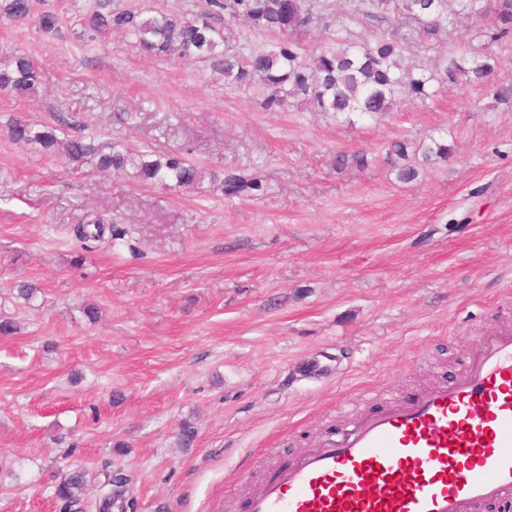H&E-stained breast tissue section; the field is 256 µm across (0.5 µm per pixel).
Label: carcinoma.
<instances>
[{
  "label": "carcinoma",
  "mask_w": 512,
  "mask_h": 512,
  "mask_svg": "<svg viewBox=\"0 0 512 512\" xmlns=\"http://www.w3.org/2000/svg\"><path fill=\"white\" fill-rule=\"evenodd\" d=\"M315 0H208V8L180 15L158 11L149 17L122 8L114 0H92L87 16L74 32L85 45L101 42L107 33H119L136 41L146 54L163 58L177 56L210 63L224 77L240 85L259 84L268 94L262 102L267 110L281 109L290 101L301 100L314 112L359 114L373 118L407 103H424L437 95L433 86L457 84L461 80L484 83L497 71L493 54L473 55L467 51L444 55L434 62L428 76L415 75V66L404 62L401 37L393 30L381 32L361 42L336 38L320 46L306 61L298 36L311 25H328L326 17L314 11ZM361 13L380 27L397 16L413 20L426 36L451 35L461 18H485V36L491 42L512 39V0H356ZM32 0H0V16L11 21L31 18ZM243 19L253 30L279 37L267 48L255 47L244 54L230 43V33L221 14ZM39 31L59 30L63 18L43 11L35 19ZM42 82L41 65L25 49L18 48L0 61V88L17 96L30 95ZM56 126L17 119L8 127V136L18 143L36 145L49 155L58 156L74 168L87 166L97 172L132 171L143 183L161 184L174 189H195L205 179V171L187 159L162 153L146 155L110 141L75 138L62 140ZM423 160L448 159V146L431 139L422 148ZM352 164L368 168V154L336 155V167ZM210 182L221 183L224 194L238 195L261 188L256 177L229 171L223 180L214 173ZM119 239L126 231L101 215H88L74 229L81 248L92 251V243L105 233ZM102 492L94 495L86 488L81 468L66 471L54 486V497L63 512H112L122 508L116 491H126L131 483L128 472L102 469Z\"/></svg>",
  "instance_id": "cac0c4a2"
}]
</instances>
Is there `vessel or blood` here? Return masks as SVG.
<instances>
[{
  "instance_id": "1",
  "label": "vessel or blood",
  "mask_w": 512,
  "mask_h": 512,
  "mask_svg": "<svg viewBox=\"0 0 512 512\" xmlns=\"http://www.w3.org/2000/svg\"><path fill=\"white\" fill-rule=\"evenodd\" d=\"M512 500V329L454 380L353 418L279 468L246 512H479Z\"/></svg>"
}]
</instances>
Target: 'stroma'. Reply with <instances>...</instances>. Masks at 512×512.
Segmentation results:
<instances>
[{"label": "stroma", "instance_id": "stroma-1", "mask_svg": "<svg viewBox=\"0 0 512 512\" xmlns=\"http://www.w3.org/2000/svg\"><path fill=\"white\" fill-rule=\"evenodd\" d=\"M91 4L36 0L63 17L54 34L0 18V58L21 47L43 64L35 94L0 91V317L19 325L0 336V512H60L57 474L82 467L95 487L107 460L133 474L134 512H242L323 435L452 380L473 344L512 327V105L489 85L372 120L269 111L262 86L205 63L153 58L117 34L80 46ZM394 27L420 68L488 49L512 79V40L489 43L478 19L430 48L414 21ZM377 32L358 15L300 43ZM18 116L65 117L62 137L177 153L262 188L228 197L208 181L173 191L75 171L11 141ZM431 135L448 159L423 161ZM396 140L412 182L386 159ZM361 151L367 169L335 168ZM96 213L127 234L85 253L73 227ZM26 281L40 288L28 302L14 291Z\"/></svg>", "mask_w": 512, "mask_h": 512}]
</instances>
